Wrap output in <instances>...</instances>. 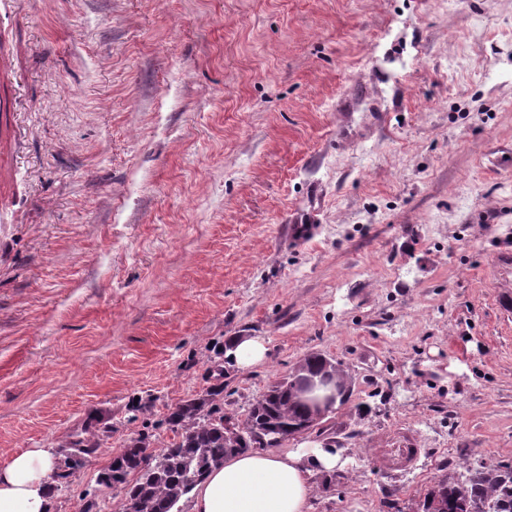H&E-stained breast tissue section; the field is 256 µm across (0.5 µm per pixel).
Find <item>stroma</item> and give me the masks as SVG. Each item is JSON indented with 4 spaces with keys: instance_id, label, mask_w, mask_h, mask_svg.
Listing matches in <instances>:
<instances>
[{
    "instance_id": "1",
    "label": "stroma",
    "mask_w": 512,
    "mask_h": 512,
    "mask_svg": "<svg viewBox=\"0 0 512 512\" xmlns=\"http://www.w3.org/2000/svg\"><path fill=\"white\" fill-rule=\"evenodd\" d=\"M1 54L0 463L112 418L53 512L119 507L113 455L243 336L238 418L305 354L347 381L285 443L338 457L313 512L512 467V0H0ZM266 347L258 338H246L235 342V347L228 354L240 366H248L265 357ZM381 456L387 458L389 464L398 469L410 467L419 456V449L416 448H383L380 449Z\"/></svg>"
}]
</instances>
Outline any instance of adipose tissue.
<instances>
[{
    "mask_svg": "<svg viewBox=\"0 0 512 512\" xmlns=\"http://www.w3.org/2000/svg\"><path fill=\"white\" fill-rule=\"evenodd\" d=\"M55 446L26 448L0 464V512H52ZM321 450L249 452L225 460L191 494L189 512H311L316 473L332 470Z\"/></svg>",
    "mask_w": 512,
    "mask_h": 512,
    "instance_id": "adipose-tissue-1",
    "label": "adipose tissue"
}]
</instances>
